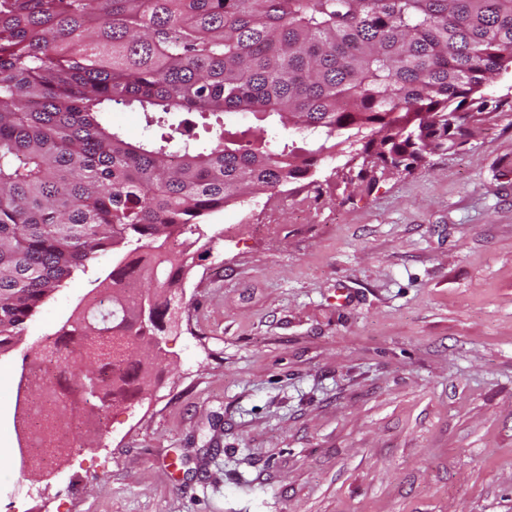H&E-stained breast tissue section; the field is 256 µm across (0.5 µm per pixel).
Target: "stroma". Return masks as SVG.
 Wrapping results in <instances>:
<instances>
[{"label":"stroma","mask_w":512,"mask_h":512,"mask_svg":"<svg viewBox=\"0 0 512 512\" xmlns=\"http://www.w3.org/2000/svg\"><path fill=\"white\" fill-rule=\"evenodd\" d=\"M473 130L206 216L155 385L42 480L14 461L16 386L112 269L91 260L0 353V512H512V109Z\"/></svg>","instance_id":"1"}]
</instances>
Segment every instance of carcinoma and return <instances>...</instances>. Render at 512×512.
Returning <instances> with one entry per match:
<instances>
[{
	"mask_svg": "<svg viewBox=\"0 0 512 512\" xmlns=\"http://www.w3.org/2000/svg\"><path fill=\"white\" fill-rule=\"evenodd\" d=\"M511 64L512 0H0V350L120 252L56 332L45 396L54 426L62 399L141 402L139 346L162 353L214 243L201 217L357 146L371 183L460 148ZM109 102L151 136L109 127Z\"/></svg>",
	"mask_w": 512,
	"mask_h": 512,
	"instance_id": "cac0c4a2",
	"label": "carcinoma"
}]
</instances>
